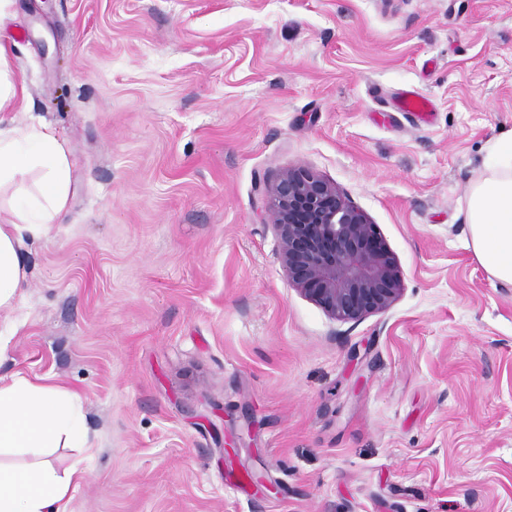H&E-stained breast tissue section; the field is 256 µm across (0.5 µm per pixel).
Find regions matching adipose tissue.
<instances>
[{"label":"adipose tissue","mask_w":512,"mask_h":512,"mask_svg":"<svg viewBox=\"0 0 512 512\" xmlns=\"http://www.w3.org/2000/svg\"><path fill=\"white\" fill-rule=\"evenodd\" d=\"M71 162L53 129L0 128V190L25 170L38 173L37 202L0 197L12 218L0 224V311L15 310L29 286L22 245L50 233L69 201ZM469 246L489 277L512 285V134L493 146L492 158L465 200ZM77 394L17 371L0 375V454L47 451L83 439ZM83 471L57 470L51 461L17 468L0 463V512H69Z\"/></svg>","instance_id":"adipose-tissue-1"}]
</instances>
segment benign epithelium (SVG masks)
<instances>
[{
    "mask_svg": "<svg viewBox=\"0 0 512 512\" xmlns=\"http://www.w3.org/2000/svg\"><path fill=\"white\" fill-rule=\"evenodd\" d=\"M288 283L340 323L389 309L405 290L397 254L378 225L308 168L279 175L266 194Z\"/></svg>",
    "mask_w": 512,
    "mask_h": 512,
    "instance_id": "obj_1",
    "label": "benign epithelium"
}]
</instances>
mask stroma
Listing matches in <instances>:
<instances>
[{
    "mask_svg": "<svg viewBox=\"0 0 512 512\" xmlns=\"http://www.w3.org/2000/svg\"><path fill=\"white\" fill-rule=\"evenodd\" d=\"M0 41V126L71 159L0 312V374L81 397L69 512H512V286L464 211L512 132V0H11ZM298 167L398 255L386 312L289 285L264 192ZM9 48L0 44V112H14L24 100L25 88L17 81H8ZM5 79L3 80V76ZM394 108L398 112H409L422 121L426 113L431 111L432 103L418 91H406L394 102Z\"/></svg>",
    "mask_w": 512,
    "mask_h": 512,
    "instance_id": "stroma-1",
    "label": "stroma"
}]
</instances>
